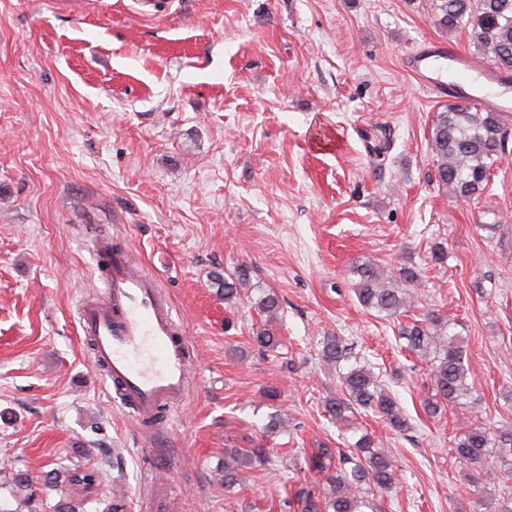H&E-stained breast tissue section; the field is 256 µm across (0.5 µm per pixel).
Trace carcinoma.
<instances>
[{
  "label": "carcinoma",
  "instance_id": "cac0c4a2",
  "mask_svg": "<svg viewBox=\"0 0 512 512\" xmlns=\"http://www.w3.org/2000/svg\"><path fill=\"white\" fill-rule=\"evenodd\" d=\"M430 8L441 28H469L472 44L491 68L512 72V0H430ZM511 139L503 113L475 104L446 105L432 123L430 149L436 183L462 199L480 198L491 190L492 168L508 153ZM356 273L359 280L354 291L368 309L395 315L407 311L415 300L410 288L418 271L413 268L401 267L397 275L384 279L376 267L362 263L356 266ZM245 282L243 270L232 281L215 278L227 304L237 299L238 288ZM449 328L442 317L428 315L399 326L398 331L405 349L430 365L433 393L425 410L432 416L470 395L466 352L459 339L448 333ZM320 356L324 363L338 367L350 353L340 337L329 336ZM341 383L342 396L326 406L331 418L341 422L346 413L359 408L375 412L400 432L408 429L397 401L381 387L371 368L352 365L341 375ZM471 408L477 422L454 436L451 451L471 465L476 472L475 484L512 481V426L493 430L480 421L478 399L471 401ZM255 460L267 463L269 456L262 448L249 454L235 452L224 463L225 483L235 484L239 472ZM305 464L326 477L327 489L321 492L307 485L300 487L295 494L300 512H373L370 496L376 491L388 493L396 486L391 450L366 434L351 450L316 448Z\"/></svg>",
  "mask_w": 512,
  "mask_h": 512
}]
</instances>
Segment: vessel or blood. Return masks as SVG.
Here are the masks:
<instances>
[{
	"label": "vessel or blood",
	"instance_id": "vessel-or-blood-1",
	"mask_svg": "<svg viewBox=\"0 0 512 512\" xmlns=\"http://www.w3.org/2000/svg\"><path fill=\"white\" fill-rule=\"evenodd\" d=\"M406 62L430 92L450 85L466 88L482 102L512 111V98L476 84L473 63L458 49L427 42L409 51ZM94 261L102 295L81 304V332L121 403L139 421L153 423L189 388L191 357L184 331L150 269L129 248L100 241Z\"/></svg>",
	"mask_w": 512,
	"mask_h": 512
}]
</instances>
